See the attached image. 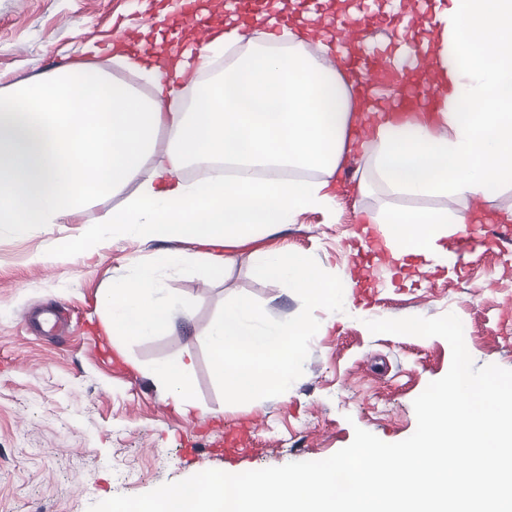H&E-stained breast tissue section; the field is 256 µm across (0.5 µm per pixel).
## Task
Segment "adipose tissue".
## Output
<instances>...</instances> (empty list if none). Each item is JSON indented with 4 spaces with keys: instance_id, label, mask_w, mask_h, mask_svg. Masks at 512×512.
Wrapping results in <instances>:
<instances>
[{
    "instance_id": "obj_1",
    "label": "adipose tissue",
    "mask_w": 512,
    "mask_h": 512,
    "mask_svg": "<svg viewBox=\"0 0 512 512\" xmlns=\"http://www.w3.org/2000/svg\"><path fill=\"white\" fill-rule=\"evenodd\" d=\"M265 26L252 41L239 26L202 45L152 57L120 49L114 59L138 75L141 92L96 65V47L28 82L0 89V230L75 224L86 204L124 193L120 206L89 230L57 243L63 257L93 251L108 239L192 238L202 253L163 252L98 297L102 328L116 351L129 340L168 333L188 306L162 298L164 271L226 268L227 247L255 244L258 269L299 290L315 309L348 300L350 275L326 278L313 260L257 247L264 235L301 212L336 215L332 174L361 153L371 179L411 208L369 218L393 261L412 255L438 262L449 228L470 222V201L512 178V0H448L433 20L439 30L436 69L443 87L434 116H382L364 140L353 135L357 105L331 62L346 56L341 38L307 49L308 18ZM237 58L201 80L220 52ZM229 164L236 174L188 182L189 164ZM325 323H274L248 299L225 305L206 330L212 369L224 391L256 403L287 394L301 337ZM151 376L182 415L200 406L188 365L171 359Z\"/></svg>"
}]
</instances>
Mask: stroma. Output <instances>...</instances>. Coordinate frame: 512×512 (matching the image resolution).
Masks as SVG:
<instances>
[{
  "instance_id": "1",
  "label": "stroma",
  "mask_w": 512,
  "mask_h": 512,
  "mask_svg": "<svg viewBox=\"0 0 512 512\" xmlns=\"http://www.w3.org/2000/svg\"><path fill=\"white\" fill-rule=\"evenodd\" d=\"M140 1L0 0V88L80 57L90 42L101 49L100 66L139 85L113 63L110 46ZM361 166L351 157L333 176L335 219L301 213L261 247L308 255L330 278L347 271L364 215L392 200L377 183L358 191ZM511 209L512 184L505 183L472 205L475 245L459 265L416 267L403 278L374 266L364 297L329 314L261 272L245 248L228 249L232 266L205 279L192 270L164 273L165 287L192 317L169 333L132 339L126 366L115 362L102 331L99 293L159 252L190 255L196 245L118 239L53 260L46 253L54 242L80 234L81 225L0 234V512H88L115 495L142 494L207 469L241 473L323 460L348 446L358 428L387 443L405 440L417 425L413 401L448 372L451 348L438 336L374 334L366 323L452 312L474 334L467 349L475 366L512 369V244L491 233ZM239 296L274 321L327 324L321 335L302 337L287 396L272 393L255 405L234 400L210 368L203 333ZM55 302L69 310L65 333L32 334L26 313ZM179 357L191 363L201 407L194 416L178 414L147 373ZM242 423L252 428V450L219 455L214 444L222 432ZM188 442L196 453L186 457Z\"/></svg>"
}]
</instances>
